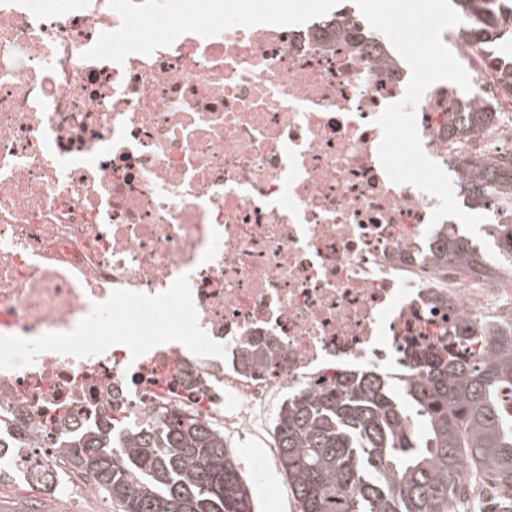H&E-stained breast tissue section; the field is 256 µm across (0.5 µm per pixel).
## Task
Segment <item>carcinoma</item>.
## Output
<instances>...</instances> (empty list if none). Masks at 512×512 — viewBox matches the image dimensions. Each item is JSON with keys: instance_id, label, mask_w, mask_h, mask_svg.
I'll return each instance as SVG.
<instances>
[{"instance_id": "carcinoma-1", "label": "carcinoma", "mask_w": 512, "mask_h": 512, "mask_svg": "<svg viewBox=\"0 0 512 512\" xmlns=\"http://www.w3.org/2000/svg\"><path fill=\"white\" fill-rule=\"evenodd\" d=\"M476 16L473 42L512 35V0H455ZM512 89V62L489 57ZM491 111L465 98L448 133L478 131ZM459 187L471 208L496 211L495 245L512 241V163L464 171ZM439 253L477 272H512V250L492 262L475 240L455 231ZM512 334L485 353H427L416 376L394 388L370 374L336 379L319 393L288 395L273 424L281 472L300 512H456L466 484L512 488ZM72 463L91 468L120 512H251L250 494L224 435L196 417L175 415L122 436L112 426L76 436Z\"/></svg>"}]
</instances>
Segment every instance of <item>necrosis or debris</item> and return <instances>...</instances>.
I'll return each mask as SVG.
<instances>
[{
	"label": "necrosis or debris",
	"instance_id": "obj_1",
	"mask_svg": "<svg viewBox=\"0 0 512 512\" xmlns=\"http://www.w3.org/2000/svg\"><path fill=\"white\" fill-rule=\"evenodd\" d=\"M469 28L443 40L492 122L449 135V81L413 108L453 174L512 157V95ZM410 76L386 37L260 0H0V488L95 497L63 439L181 413L262 446L260 486L284 390L404 379L512 331V274L437 262L438 199L381 166L375 120ZM133 309L176 316L136 343Z\"/></svg>",
	"mask_w": 512,
	"mask_h": 512
}]
</instances>
